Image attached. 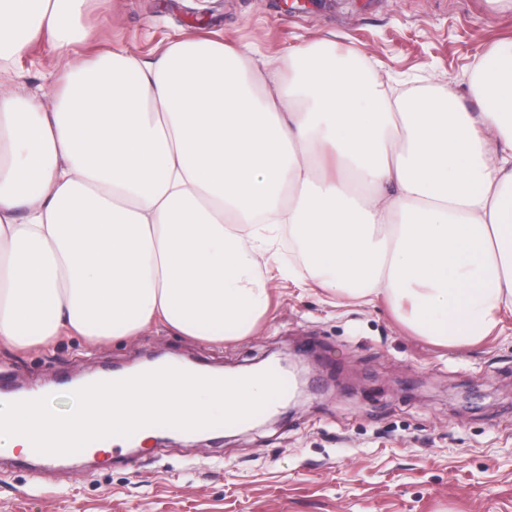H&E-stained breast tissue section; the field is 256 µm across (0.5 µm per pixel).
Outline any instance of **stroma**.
<instances>
[{
  "instance_id": "stroma-1",
  "label": "stroma",
  "mask_w": 512,
  "mask_h": 512,
  "mask_svg": "<svg viewBox=\"0 0 512 512\" xmlns=\"http://www.w3.org/2000/svg\"><path fill=\"white\" fill-rule=\"evenodd\" d=\"M88 42L36 41L0 65V91L50 99L77 55L154 58L180 36H207L287 62L332 37L380 78H418L480 106L470 66L512 38V10L491 0H90ZM254 331L212 345L161 326L87 347L0 346L14 388L65 385L151 355L237 369L308 359L312 388L292 409L189 440L167 435L98 466L35 471L0 458V512H512V312L474 345L439 346L384 302L365 305L274 281Z\"/></svg>"
}]
</instances>
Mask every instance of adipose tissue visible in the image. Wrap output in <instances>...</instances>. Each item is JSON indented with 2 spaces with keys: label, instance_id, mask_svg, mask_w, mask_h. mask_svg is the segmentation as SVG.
<instances>
[{
  "label": "adipose tissue",
  "instance_id": "adipose-tissue-1",
  "mask_svg": "<svg viewBox=\"0 0 512 512\" xmlns=\"http://www.w3.org/2000/svg\"><path fill=\"white\" fill-rule=\"evenodd\" d=\"M85 0H0V49L85 40ZM213 39L157 60L68 65L54 102L0 95V342L47 349L152 325L210 343L269 309L261 261L282 233L288 276L384 299L434 342L470 344L512 311V40L472 65L468 112L400 93L340 56L288 67ZM265 88H258V81Z\"/></svg>",
  "mask_w": 512,
  "mask_h": 512
}]
</instances>
